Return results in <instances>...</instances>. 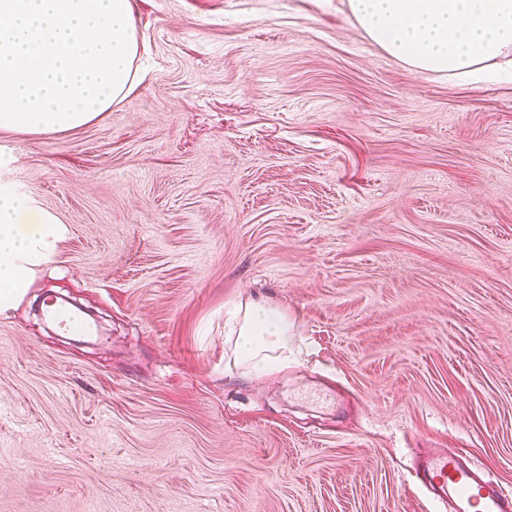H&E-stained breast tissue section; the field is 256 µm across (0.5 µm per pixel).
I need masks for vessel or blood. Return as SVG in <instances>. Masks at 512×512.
I'll return each instance as SVG.
<instances>
[{
	"label": "vessel or blood",
	"mask_w": 512,
	"mask_h": 512,
	"mask_svg": "<svg viewBox=\"0 0 512 512\" xmlns=\"http://www.w3.org/2000/svg\"><path fill=\"white\" fill-rule=\"evenodd\" d=\"M424 472L431 485L448 496L452 512H512V491L481 478L443 450L430 455Z\"/></svg>",
	"instance_id": "obj_1"
}]
</instances>
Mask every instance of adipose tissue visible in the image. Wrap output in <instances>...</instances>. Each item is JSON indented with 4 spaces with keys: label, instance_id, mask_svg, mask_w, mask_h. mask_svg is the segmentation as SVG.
<instances>
[{
    "label": "adipose tissue",
    "instance_id": "adipose-tissue-1",
    "mask_svg": "<svg viewBox=\"0 0 512 512\" xmlns=\"http://www.w3.org/2000/svg\"><path fill=\"white\" fill-rule=\"evenodd\" d=\"M351 19L417 73L512 79V0H347ZM134 0H0V131L61 133L92 122L138 81ZM64 224L0 186V311L55 256ZM288 316L242 304L234 345L247 371L278 367Z\"/></svg>",
    "mask_w": 512,
    "mask_h": 512
}]
</instances>
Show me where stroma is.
Wrapping results in <instances>:
<instances>
[{
  "mask_svg": "<svg viewBox=\"0 0 512 512\" xmlns=\"http://www.w3.org/2000/svg\"><path fill=\"white\" fill-rule=\"evenodd\" d=\"M136 6L127 97L0 133L68 227L0 313V512H448L443 448L512 489V83L412 72L344 0ZM249 296L297 345L248 375Z\"/></svg>",
  "mask_w": 512,
  "mask_h": 512,
  "instance_id": "obj_1",
  "label": "stroma"
}]
</instances>
